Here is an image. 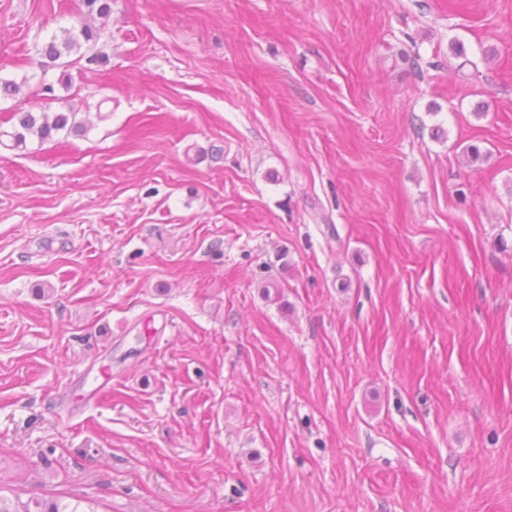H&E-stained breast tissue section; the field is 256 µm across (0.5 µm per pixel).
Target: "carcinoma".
<instances>
[{
  "mask_svg": "<svg viewBox=\"0 0 512 512\" xmlns=\"http://www.w3.org/2000/svg\"><path fill=\"white\" fill-rule=\"evenodd\" d=\"M81 13L88 17L94 15L105 18L112 12V0H79ZM103 37V31L88 23L79 29L65 28L61 35H52L43 44L41 54L45 58L42 67L47 68L60 64L64 67L68 63L63 58L79 52L83 45H96ZM8 121L12 123V147L22 148L27 140L36 139L41 143L51 141L66 134H76L83 131L82 123L76 121V113L63 110L49 112L43 106L30 104L18 106L9 113ZM0 512H98L93 503L86 504L77 501L44 502L38 499L22 500L15 497L11 500L0 495Z\"/></svg>",
  "mask_w": 512,
  "mask_h": 512,
  "instance_id": "cac0c4a2",
  "label": "carcinoma"
}]
</instances>
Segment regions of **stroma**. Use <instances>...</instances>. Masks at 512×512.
<instances>
[{
  "instance_id": "1",
  "label": "stroma",
  "mask_w": 512,
  "mask_h": 512,
  "mask_svg": "<svg viewBox=\"0 0 512 512\" xmlns=\"http://www.w3.org/2000/svg\"><path fill=\"white\" fill-rule=\"evenodd\" d=\"M78 19L0 0V492L512 512V0H112L43 69ZM62 34L58 36L54 34L51 38L43 44L41 49L42 56L47 61L42 62V67L46 69L50 66H68L72 64V61H62L65 57H69L72 53H78L83 44H91L95 46L103 37V31L100 28L91 26L88 23H84L79 29L64 28ZM61 104V109L56 112H48L43 106L29 104L17 106L9 113L7 122L12 123L11 133L13 148L26 147L27 140L36 139L41 144L51 141L61 134L71 135L84 130L81 122L76 121V112H64L62 99H54Z\"/></svg>"
}]
</instances>
